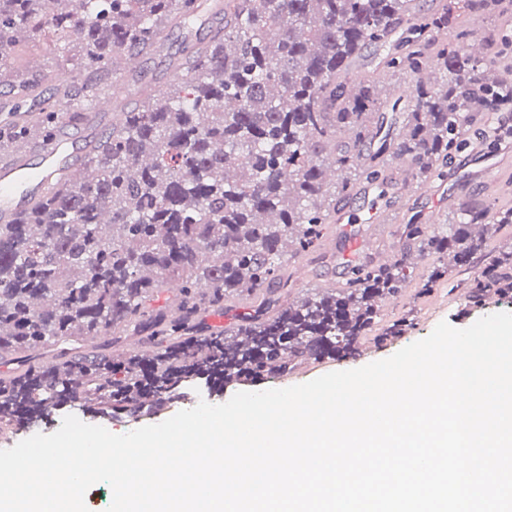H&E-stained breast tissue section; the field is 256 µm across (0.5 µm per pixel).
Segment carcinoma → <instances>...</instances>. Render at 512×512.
<instances>
[{
	"label": "carcinoma",
	"instance_id": "obj_1",
	"mask_svg": "<svg viewBox=\"0 0 512 512\" xmlns=\"http://www.w3.org/2000/svg\"><path fill=\"white\" fill-rule=\"evenodd\" d=\"M0 0V96L38 90L17 73L19 46L65 41L81 29L77 74L48 89L47 105L19 114L0 141L51 139L61 121L77 122L85 97L112 85L119 57L153 54L166 30L197 23L196 0ZM471 12L512 17V0H464ZM448 8L425 13L418 0H224L220 21L170 61L176 82L147 88L139 107L120 113L87 154L92 179L71 173L15 224H0V438L71 407L100 418L142 417L164 396L206 383L283 378L310 360L354 356L361 341L382 343L409 326H379L380 303L402 294L413 249L469 267L485 237L474 228L512 224V208L454 209L440 233L404 226L400 259L353 264L335 292L287 302L229 334L204 336L194 317L224 309L239 293L280 284L287 254L312 252L336 204L366 181L385 182L384 157L406 163L422 181L448 177L468 132L491 102H512V64L504 63V25L485 43L484 64L463 48L440 44ZM383 53L384 68L418 78L417 105L398 141L381 135L373 110L376 77L345 76L362 51ZM336 155V179L320 156ZM512 251L491 256L464 283L436 268L419 294L448 292L481 305L490 292L512 298ZM182 283L181 319L149 301L165 279ZM154 341L150 358L112 350L103 336ZM55 365L35 359L71 340Z\"/></svg>",
	"mask_w": 512,
	"mask_h": 512
}]
</instances>
